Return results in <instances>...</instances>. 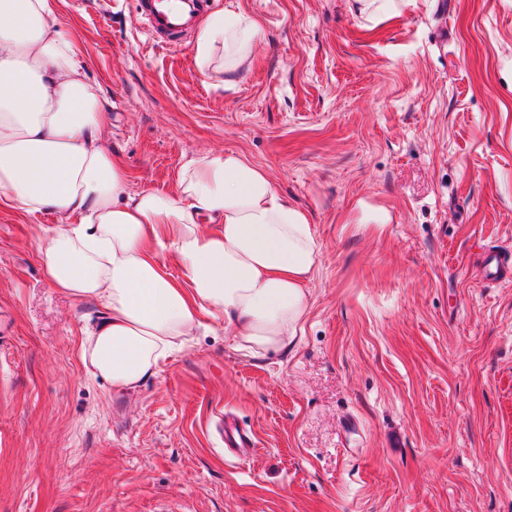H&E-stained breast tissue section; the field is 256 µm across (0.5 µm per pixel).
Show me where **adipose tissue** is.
Segmentation results:
<instances>
[{
	"label": "adipose tissue",
	"instance_id": "adipose-tissue-1",
	"mask_svg": "<svg viewBox=\"0 0 512 512\" xmlns=\"http://www.w3.org/2000/svg\"><path fill=\"white\" fill-rule=\"evenodd\" d=\"M262 40L258 21L230 6L199 24L194 61L231 89ZM80 54L54 0H0V204L58 217L40 248L45 282L103 309L85 363L135 390L206 315L240 349L290 352L318 253L307 213L237 152L191 159L175 191H131L101 139L111 106ZM167 254L179 279L165 272Z\"/></svg>",
	"mask_w": 512,
	"mask_h": 512
}]
</instances>
